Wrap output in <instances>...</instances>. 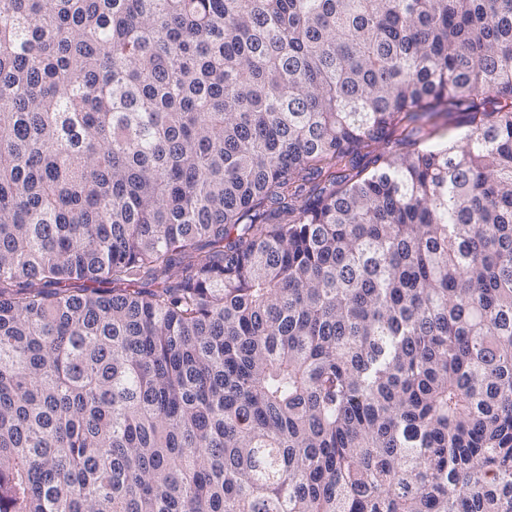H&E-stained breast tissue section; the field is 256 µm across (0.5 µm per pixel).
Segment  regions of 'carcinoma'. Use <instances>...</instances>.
Listing matches in <instances>:
<instances>
[{
    "label": "carcinoma",
    "instance_id": "carcinoma-1",
    "mask_svg": "<svg viewBox=\"0 0 512 512\" xmlns=\"http://www.w3.org/2000/svg\"><path fill=\"white\" fill-rule=\"evenodd\" d=\"M0 512H512V0H0Z\"/></svg>",
    "mask_w": 512,
    "mask_h": 512
}]
</instances>
